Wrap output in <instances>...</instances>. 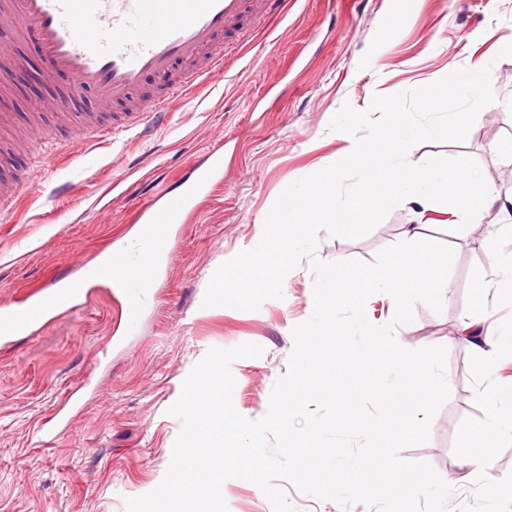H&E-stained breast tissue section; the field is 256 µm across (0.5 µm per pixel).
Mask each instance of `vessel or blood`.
Masks as SVG:
<instances>
[{"mask_svg": "<svg viewBox=\"0 0 512 512\" xmlns=\"http://www.w3.org/2000/svg\"><path fill=\"white\" fill-rule=\"evenodd\" d=\"M279 0H0V26L36 37L48 78L64 77L66 92L45 102V109L69 116L64 134L72 150L90 131L107 135L139 128L144 119L167 117L173 102L188 91L224 78V32L239 28L245 15L261 20ZM158 89L143 94L147 78ZM93 92L97 109L83 110L84 92ZM222 163L211 158L196 170L184 201L155 192L138 211L142 235L164 247L172 225L182 223L190 201L207 190ZM153 250L130 259L113 250L101 277L127 293L139 274L151 268ZM81 291L58 287L26 305L0 310V343L32 334L48 321L76 310Z\"/></svg>", "mask_w": 512, "mask_h": 512, "instance_id": "obj_1", "label": "vessel or blood"}]
</instances>
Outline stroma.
I'll use <instances>...</instances> for the list:
<instances>
[{
    "label": "stroma",
    "mask_w": 512,
    "mask_h": 512,
    "mask_svg": "<svg viewBox=\"0 0 512 512\" xmlns=\"http://www.w3.org/2000/svg\"><path fill=\"white\" fill-rule=\"evenodd\" d=\"M222 82L178 100L167 123L148 134L119 131L71 155L42 141L30 182L0 210V305L18 307L61 275L81 281L86 303L29 336L0 344V512H127L126 500L153 491L169 465L181 429L167 409L182 382L210 348L255 343L257 358L234 362V406L251 420L268 411L285 373L293 327L313 311L308 262L284 279L283 299L259 310L203 307L209 279L224 261L261 240L265 218L292 182L345 157L351 136L328 123L342 106L368 109L374 94L392 95L435 82L451 71L491 66L497 102L483 108L462 142H425L414 163L443 156L477 160L490 189L512 195L496 175L511 163L501 152L512 127V0H281L262 25L230 31ZM55 83L32 87L16 79L0 100L15 126ZM221 144L224 178L188 210L185 224L139 304L96 286L86 272L101 256L135 236L137 197L116 190L182 192L195 164ZM457 214L403 202L367 236L349 241L318 233L325 260H373L406 240L408 226L423 239L456 251L444 310L415 307L397 327L398 342L448 351V401L435 415L427 443L404 450L428 461L458 491L475 499L476 463L455 457L460 421L476 415L467 343L456 331L465 317L489 334L512 324V292L488 289L493 279L483 239L512 252V209L491 208L481 223L454 233ZM229 512H273L253 483L223 486Z\"/></svg>",
    "instance_id": "stroma-1"
}]
</instances>
